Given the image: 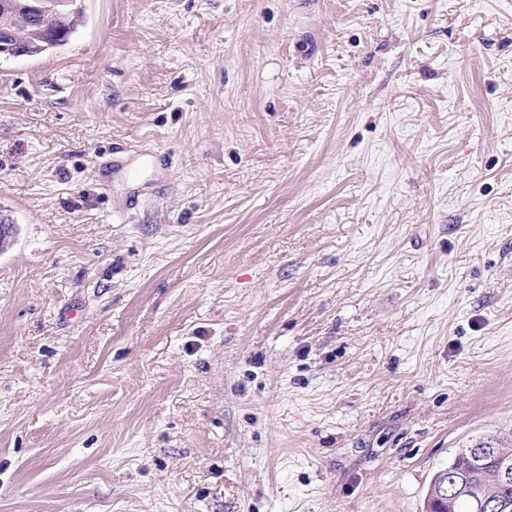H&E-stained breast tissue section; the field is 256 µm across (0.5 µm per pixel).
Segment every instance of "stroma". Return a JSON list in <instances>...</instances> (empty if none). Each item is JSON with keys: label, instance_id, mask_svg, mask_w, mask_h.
I'll return each mask as SVG.
<instances>
[{"label": "stroma", "instance_id": "1", "mask_svg": "<svg viewBox=\"0 0 512 512\" xmlns=\"http://www.w3.org/2000/svg\"><path fill=\"white\" fill-rule=\"evenodd\" d=\"M81 8L0 58V512H421L512 432V0ZM467 452H468V448H459L458 451L456 452V454L454 455L452 462L446 468H449V467H454L456 469L468 468L469 459H468ZM446 468L439 469L438 471H436L434 473V475L430 481L425 499H424V504H423L424 512H448V508L436 496V488L443 480L442 472Z\"/></svg>", "mask_w": 512, "mask_h": 512}]
</instances>
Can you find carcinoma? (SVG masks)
I'll list each match as a JSON object with an SVG mask.
<instances>
[{
    "label": "carcinoma",
    "instance_id": "carcinoma-1",
    "mask_svg": "<svg viewBox=\"0 0 512 512\" xmlns=\"http://www.w3.org/2000/svg\"><path fill=\"white\" fill-rule=\"evenodd\" d=\"M74 0H44V8L36 13L33 21L27 20L34 0H0V31L8 39L22 46L34 56L66 45L80 25L81 11L73 8ZM442 481V471L434 473L423 504V512H448L436 496ZM482 492L492 501L512 502V483L505 485L496 477L493 467H485L478 476Z\"/></svg>",
    "mask_w": 512,
    "mask_h": 512
}]
</instances>
